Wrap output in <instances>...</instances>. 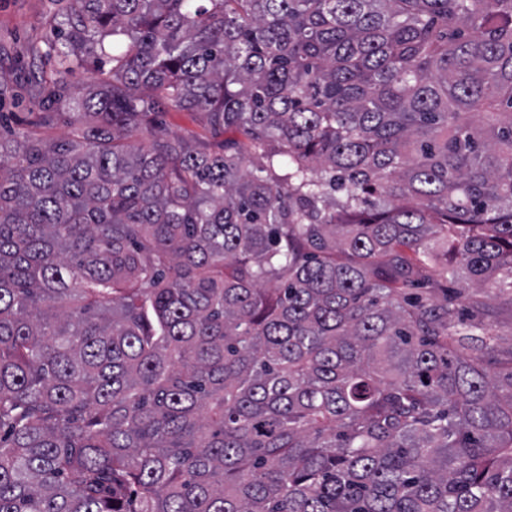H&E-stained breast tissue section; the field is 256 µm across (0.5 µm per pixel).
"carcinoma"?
<instances>
[{"label": "carcinoma", "instance_id": "carcinoma-1", "mask_svg": "<svg viewBox=\"0 0 512 512\" xmlns=\"http://www.w3.org/2000/svg\"><path fill=\"white\" fill-rule=\"evenodd\" d=\"M206 2L0 139V512H512V0ZM163 128L170 134L191 138L192 134L205 135L197 125L192 112H167L163 118ZM486 301L493 312L495 330L500 335L497 351L486 360V367L492 373L498 367L499 361L506 358L512 348V309L499 298H486Z\"/></svg>", "mask_w": 512, "mask_h": 512}]
</instances>
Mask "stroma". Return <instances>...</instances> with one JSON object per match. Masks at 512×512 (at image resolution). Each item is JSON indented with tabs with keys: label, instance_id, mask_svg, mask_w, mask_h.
<instances>
[{
	"label": "stroma",
	"instance_id": "stroma-1",
	"mask_svg": "<svg viewBox=\"0 0 512 512\" xmlns=\"http://www.w3.org/2000/svg\"><path fill=\"white\" fill-rule=\"evenodd\" d=\"M67 27L52 0H0V84L7 87L0 98V137L38 130L59 138L67 133L70 117L65 113L40 115L31 105L28 92L39 78L57 66L54 57L31 58L30 44L54 45Z\"/></svg>",
	"mask_w": 512,
	"mask_h": 512
}]
</instances>
